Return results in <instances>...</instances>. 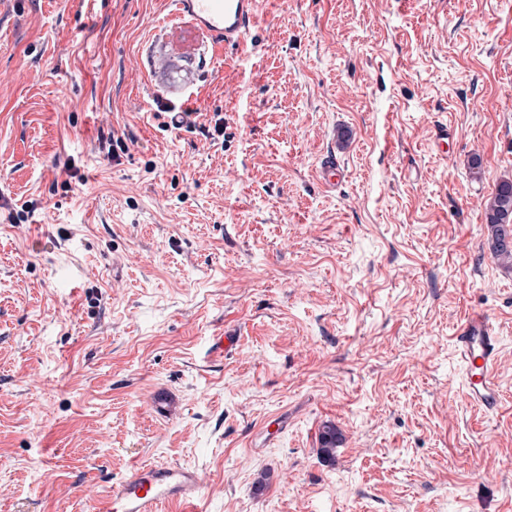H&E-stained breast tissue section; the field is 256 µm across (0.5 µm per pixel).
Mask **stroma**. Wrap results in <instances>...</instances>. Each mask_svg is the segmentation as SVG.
I'll return each instance as SVG.
<instances>
[{
    "mask_svg": "<svg viewBox=\"0 0 512 512\" xmlns=\"http://www.w3.org/2000/svg\"><path fill=\"white\" fill-rule=\"evenodd\" d=\"M254 37L245 62L165 0H0V512H94L143 464L195 468L200 512H512V270L485 224L512 0H262ZM473 311L501 338L492 415L451 345Z\"/></svg>",
    "mask_w": 512,
    "mask_h": 512,
    "instance_id": "obj_1",
    "label": "stroma"
}]
</instances>
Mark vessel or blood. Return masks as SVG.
Segmentation results:
<instances>
[{"label":"vessel or blood","mask_w":512,"mask_h":512,"mask_svg":"<svg viewBox=\"0 0 512 512\" xmlns=\"http://www.w3.org/2000/svg\"><path fill=\"white\" fill-rule=\"evenodd\" d=\"M171 4L176 16L189 18L213 45L250 54L249 35L258 21L261 0H171ZM453 341L465 401L481 411L496 412L501 392L493 368L501 338L493 323L485 313H470L461 320ZM200 491L196 470L141 466L99 499L96 512H160L170 503L194 504Z\"/></svg>","instance_id":"1"}]
</instances>
